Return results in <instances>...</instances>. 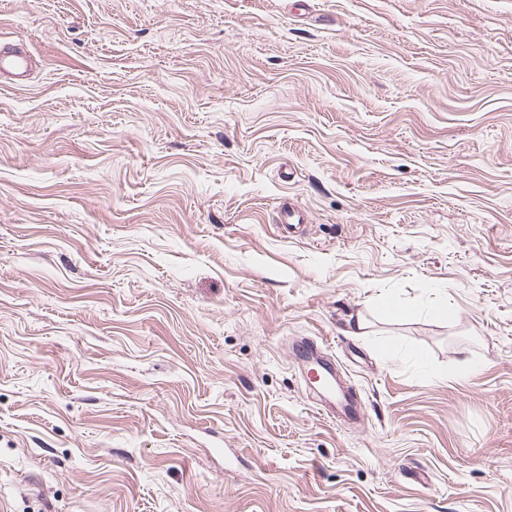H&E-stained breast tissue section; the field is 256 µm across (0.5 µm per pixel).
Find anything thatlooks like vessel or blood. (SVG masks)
I'll return each mask as SVG.
<instances>
[{
    "label": "vessel or blood",
    "mask_w": 512,
    "mask_h": 512,
    "mask_svg": "<svg viewBox=\"0 0 512 512\" xmlns=\"http://www.w3.org/2000/svg\"><path fill=\"white\" fill-rule=\"evenodd\" d=\"M32 66L33 61L24 43L0 41V77L8 78L16 85H23ZM308 219V214L299 206L290 202L281 204L278 221L285 228L300 230ZM293 356L303 367L317 369L323 384L320 399L324 415L349 420L357 416V400L343 390L335 366L321 355L317 344L310 341L299 343L293 350Z\"/></svg>",
    "instance_id": "b4317fda"
}]
</instances>
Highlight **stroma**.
<instances>
[{"mask_svg": "<svg viewBox=\"0 0 512 512\" xmlns=\"http://www.w3.org/2000/svg\"><path fill=\"white\" fill-rule=\"evenodd\" d=\"M306 4L0 0V512H512V0ZM32 66V58L24 43L0 40V77H6L18 86L23 85ZM308 219V214L299 206L290 202H284L283 204H280V209L278 212V223L283 224V226L288 228V230H300L302 224L308 223ZM294 359L307 369L314 367L318 370L323 384L322 402L319 409L324 415L336 419L352 420L358 415L359 404L355 398L348 395L342 388L336 376V367L323 357L314 342H300L293 350Z\"/></svg>", "mask_w": 512, "mask_h": 512, "instance_id": "obj_1", "label": "stroma"}]
</instances>
